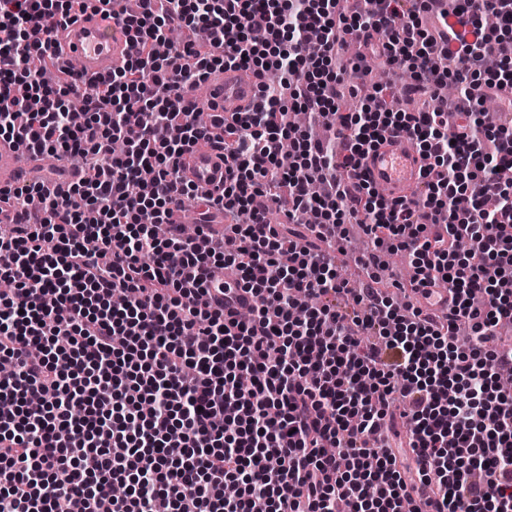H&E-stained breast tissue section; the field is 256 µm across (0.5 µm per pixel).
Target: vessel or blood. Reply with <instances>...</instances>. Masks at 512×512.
I'll list each match as a JSON object with an SVG mask.
<instances>
[{
  "label": "vessel or blood",
  "instance_id": "vessel-or-blood-1",
  "mask_svg": "<svg viewBox=\"0 0 512 512\" xmlns=\"http://www.w3.org/2000/svg\"><path fill=\"white\" fill-rule=\"evenodd\" d=\"M129 0H114L111 8L87 12L75 22L60 27L59 39L67 57L79 63L85 79H95L122 67L130 55V43L117 23L128 12ZM257 80L249 70L231 69L213 74L207 95L216 112H241L256 100ZM41 156L21 155L11 144L0 143V190L28 182L41 168ZM423 160L412 140L393 133L365 156L362 173L370 184L397 199L411 194L423 181ZM184 178L199 188L224 184V159L219 152L199 147L189 158Z\"/></svg>",
  "mask_w": 512,
  "mask_h": 512
}]
</instances>
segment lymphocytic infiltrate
<instances>
[{
    "instance_id": "obj_1",
    "label": "lymphocytic infiltrate",
    "mask_w": 512,
    "mask_h": 512,
    "mask_svg": "<svg viewBox=\"0 0 512 512\" xmlns=\"http://www.w3.org/2000/svg\"><path fill=\"white\" fill-rule=\"evenodd\" d=\"M111 2L0 0V140L78 173L52 195L13 189L18 226L0 234V512H512V395L495 383L512 369V128L479 116L489 98L512 112V0H139L129 60L87 80L55 30ZM196 25L204 48L158 53ZM352 40L403 60L422 107L377 88L339 112L366 77L341 63ZM227 67L256 74L258 100L204 123L196 90ZM296 110L342 135L311 138ZM390 132L428 162L407 199L361 172ZM202 143L224 156L207 196L182 177ZM283 198L286 233L268 220ZM189 199L223 212L222 236L183 235ZM358 216L377 248L360 265L408 251L411 294L446 288L445 316L338 275L308 232L339 241ZM218 267L247 311L212 295ZM302 295L317 304L299 318Z\"/></svg>"
}]
</instances>
